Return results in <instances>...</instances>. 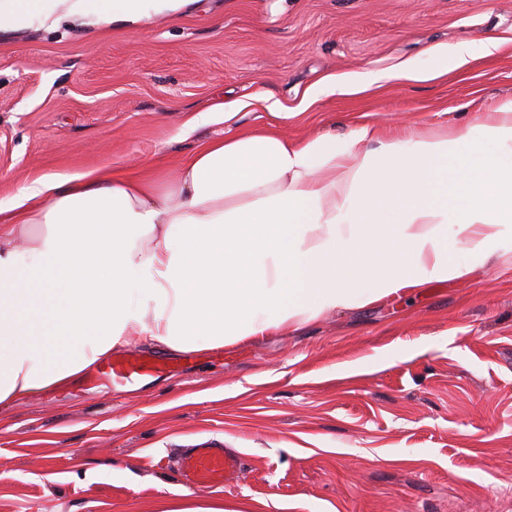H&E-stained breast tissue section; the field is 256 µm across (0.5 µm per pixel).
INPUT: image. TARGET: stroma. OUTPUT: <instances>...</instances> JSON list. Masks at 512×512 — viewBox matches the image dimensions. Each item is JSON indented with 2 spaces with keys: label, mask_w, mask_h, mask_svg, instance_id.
Returning a JSON list of instances; mask_svg holds the SVG:
<instances>
[{
  "label": "stroma",
  "mask_w": 512,
  "mask_h": 512,
  "mask_svg": "<svg viewBox=\"0 0 512 512\" xmlns=\"http://www.w3.org/2000/svg\"><path fill=\"white\" fill-rule=\"evenodd\" d=\"M498 52L458 68L460 41ZM408 60L437 80L397 79ZM379 89L318 95L327 80ZM512 99V0H197L146 23L0 30V205L43 176H173L239 102L241 128L292 111L289 141L469 133ZM469 273L258 340L182 353L146 386L59 387L0 407V512H158L181 449L224 446L216 487L251 512H512V231ZM238 105L225 104L224 102H216L208 108L197 112L187 122V126L194 128L197 126L207 125L213 122H224L227 125H233L232 121L237 115Z\"/></svg>",
  "instance_id": "35a3bbf8"
}]
</instances>
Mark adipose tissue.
Masks as SVG:
<instances>
[{"label":"adipose tissue","mask_w":512,"mask_h":512,"mask_svg":"<svg viewBox=\"0 0 512 512\" xmlns=\"http://www.w3.org/2000/svg\"><path fill=\"white\" fill-rule=\"evenodd\" d=\"M187 2L0 0V28L137 22ZM498 114L492 152L432 130L384 139L363 126L346 147L331 134L239 130L201 145L171 179L90 170L23 185L0 208V404L122 344L220 346L461 277L449 247L486 257L512 224V100ZM453 149L461 190L441 199Z\"/></svg>","instance_id":"obj_1"}]
</instances>
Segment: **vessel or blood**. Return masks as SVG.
I'll return each mask as SVG.
<instances>
[{
  "label": "vessel or blood",
  "instance_id": "b4317fda",
  "mask_svg": "<svg viewBox=\"0 0 512 512\" xmlns=\"http://www.w3.org/2000/svg\"><path fill=\"white\" fill-rule=\"evenodd\" d=\"M166 367V362L160 358L130 351L101 362L88 381L92 384H133L160 375ZM242 460L238 450L204 446L185 449L178 464L186 483L211 487L228 482L239 471Z\"/></svg>",
  "mask_w": 512,
  "mask_h": 512
}]
</instances>
